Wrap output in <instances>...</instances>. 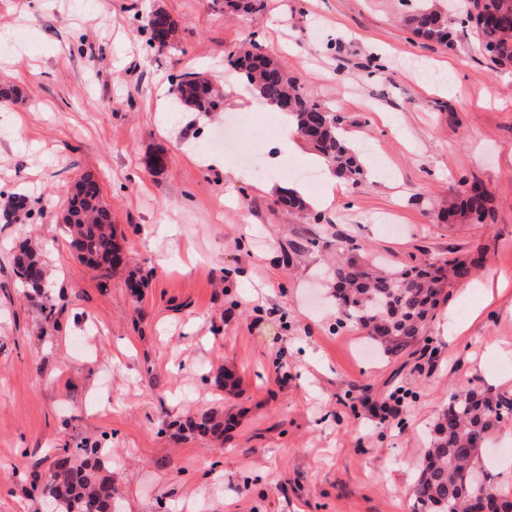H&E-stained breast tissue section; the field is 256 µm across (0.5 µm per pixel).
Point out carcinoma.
<instances>
[{
  "instance_id": "1",
  "label": "carcinoma",
  "mask_w": 512,
  "mask_h": 512,
  "mask_svg": "<svg viewBox=\"0 0 512 512\" xmlns=\"http://www.w3.org/2000/svg\"><path fill=\"white\" fill-rule=\"evenodd\" d=\"M465 22L478 32L482 55L495 65H512V0H469ZM406 23L415 35L427 41L445 46L452 41L451 19L441 11L422 6L407 17ZM147 26L160 50L173 43L179 32L178 22L162 10L149 17ZM227 62L242 71L251 91L265 103L281 112L290 106L297 118V133L334 166L340 177L355 183L364 175L359 153L343 138L340 117L302 93L257 41H249L245 50L228 52ZM173 93L187 111L209 113L224 108L223 96L200 74L184 75ZM278 201L290 212L305 209L303 199L288 188L279 190ZM491 215L489 194L472 185L437 219L448 224H484ZM63 228L79 260L97 271L100 278L110 279L121 246L112 224V209L103 201L93 174L81 175L71 188ZM480 262L479 257L453 258L382 272L374 262L342 249L336 254L333 268L337 319L360 326L379 352L397 356L424 335L445 288L469 282ZM36 269L47 276L37 249L21 243L14 258L15 276L24 287L39 291V280L29 279V273ZM509 412L512 398L506 396L490 395L477 388L450 395L448 406L433 425L414 485L418 512H512V498L503 494L499 495V504L474 496V489L479 487V451L499 429L498 414ZM188 430L219 438L224 434V421L204 410L188 422ZM98 452L86 446L62 449L56 462L64 468L48 469L42 483L32 486V491L49 503L51 512H108L106 499L112 490V475L103 473Z\"/></svg>"
}]
</instances>
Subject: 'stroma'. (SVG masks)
<instances>
[{"label":"stroma","instance_id":"obj_1","mask_svg":"<svg viewBox=\"0 0 512 512\" xmlns=\"http://www.w3.org/2000/svg\"><path fill=\"white\" fill-rule=\"evenodd\" d=\"M448 0H262L241 16L217 0H0V512H43L37 475L87 442L112 471L118 512H416L417 471L452 391L512 397V68L405 25ZM179 23L149 45L148 16ZM254 37L304 93L342 119L366 159L327 208L303 182L291 215L249 153L280 174L279 122L226 55ZM224 92L220 112L160 119L180 75ZM250 181L203 167L209 134ZM165 154L163 168L149 158ZM97 175L125 260L109 282L81 264L58 221L69 189ZM491 196L488 224L437 215L464 184ZM41 250L43 294L16 280L22 241ZM394 267L481 254L424 337L397 357L337 326L328 263L337 248ZM54 303L46 315V303ZM240 380L227 393L225 369ZM211 409L223 444L185 428ZM487 484L512 497V424L481 452Z\"/></svg>","mask_w":512,"mask_h":512}]
</instances>
